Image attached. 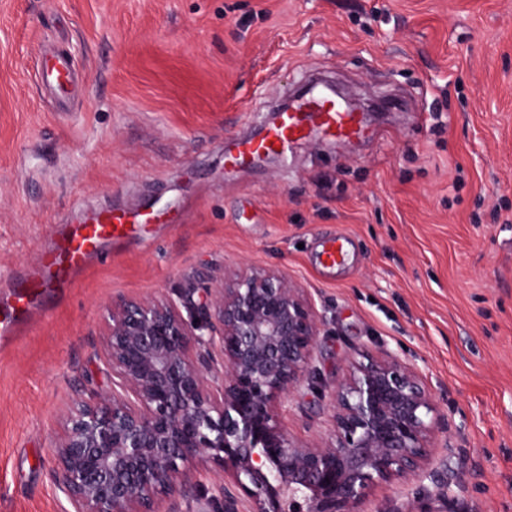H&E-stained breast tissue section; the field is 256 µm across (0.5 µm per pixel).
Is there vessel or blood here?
Masks as SVG:
<instances>
[{"instance_id": "vessel-or-blood-1", "label": "vessel or blood", "mask_w": 512, "mask_h": 512, "mask_svg": "<svg viewBox=\"0 0 512 512\" xmlns=\"http://www.w3.org/2000/svg\"><path fill=\"white\" fill-rule=\"evenodd\" d=\"M37 78L62 101L77 85L79 73L69 55L57 51L42 59ZM369 135L361 113L348 110L329 95L311 92L292 101L288 110L280 112L277 121L260 137L237 140L226 152L224 165L226 169L236 170L265 156L284 157L293 145L316 137L349 142ZM174 221L166 209L151 206L131 211L112 206L97 209L89 220L73 225L41 254L33 270L14 280L10 301L0 309V344L17 335L27 324L35 303L69 282L98 254L103 242L138 237L146 225ZM345 259L344 239H326L322 246L323 264L333 268Z\"/></svg>"}]
</instances>
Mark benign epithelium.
Returning <instances> with one entry per match:
<instances>
[{
    "mask_svg": "<svg viewBox=\"0 0 512 512\" xmlns=\"http://www.w3.org/2000/svg\"><path fill=\"white\" fill-rule=\"evenodd\" d=\"M112 304V389L70 409L52 479L70 512H159L185 493L189 467L217 462L223 512H360L370 489L432 474L438 420L419 373L361 352L333 394L328 440L288 433L283 407L311 372L322 319L305 290L264 267L228 273L188 304ZM219 341L212 386L202 350Z\"/></svg>",
    "mask_w": 512,
    "mask_h": 512,
    "instance_id": "7a95c632",
    "label": "benign epithelium"
}]
</instances>
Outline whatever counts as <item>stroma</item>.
Wrapping results in <instances>:
<instances>
[{
    "label": "stroma",
    "mask_w": 512,
    "mask_h": 512,
    "mask_svg": "<svg viewBox=\"0 0 512 512\" xmlns=\"http://www.w3.org/2000/svg\"><path fill=\"white\" fill-rule=\"evenodd\" d=\"M48 49L82 75L63 112L35 77ZM312 73L412 109L367 113L369 143L226 174L225 143ZM147 203L182 222L106 246L0 351V512H68L53 450L112 385L113 300L179 303L252 265L324 321L290 435L328 438L361 351L415 367L439 411L433 477L373 487L362 512H512V0H0V306L60 224ZM331 233L352 260L325 271ZM222 477L191 468L176 512H209Z\"/></svg>",
    "instance_id": "1"
}]
</instances>
